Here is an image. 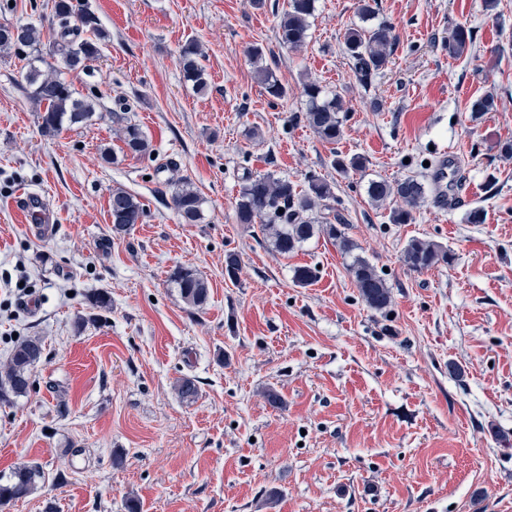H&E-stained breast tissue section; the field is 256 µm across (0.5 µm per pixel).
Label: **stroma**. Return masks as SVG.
<instances>
[{
	"label": "stroma",
	"instance_id": "stroma-1",
	"mask_svg": "<svg viewBox=\"0 0 512 512\" xmlns=\"http://www.w3.org/2000/svg\"><path fill=\"white\" fill-rule=\"evenodd\" d=\"M86 3L107 35L73 78L97 103L91 124L42 136L27 55L0 54V363L15 336L46 343L28 394L0 403V475L22 464L44 475L7 512H127L131 498L140 512H512V159L500 153L512 140V0L491 11L484 0H316L298 51L278 38L287 0ZM367 4L397 43L365 84L343 34ZM51 6L0 0V23L45 27ZM459 24L475 43L454 59L444 42ZM191 40L205 52L203 95L178 64ZM252 45L285 97L258 83ZM310 81L343 100L336 144L304 119ZM486 95L493 109L472 118ZM114 112L140 126L150 154L126 152ZM337 154L363 156L365 171L337 172ZM442 156L455 158L467 206H434L430 162ZM173 166L203 198L200 223L169 205ZM265 173L331 185L334 214L391 290L385 311L361 299L332 240L285 257L236 222L245 176ZM406 177L428 198L393 224L366 185ZM116 186L145 205L122 235ZM21 191L42 195L51 233L21 223ZM474 209L481 223L467 222ZM414 238L447 247L451 263L408 270ZM178 265L207 278L204 310L169 283ZM298 266L315 281L295 286ZM99 291L111 310L89 304ZM182 377L196 381L194 402L173 391Z\"/></svg>",
	"mask_w": 512,
	"mask_h": 512
}]
</instances>
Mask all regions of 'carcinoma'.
Segmentation results:
<instances>
[{"label": "carcinoma", "instance_id": "obj_1", "mask_svg": "<svg viewBox=\"0 0 512 512\" xmlns=\"http://www.w3.org/2000/svg\"><path fill=\"white\" fill-rule=\"evenodd\" d=\"M315 9V0H288V8L280 15L278 24L280 43L292 51L300 49L308 39L310 17ZM47 55H39L43 45V28L32 23L22 25L21 36L13 37L0 31V53L29 50L30 61L24 76L30 88V98L40 111L39 127L42 135L55 137L73 126L87 125L96 116L95 100L80 95L64 72L80 73L88 69V63L99 59L102 41L106 34L97 27L94 16L80 0H53ZM91 32L83 38L81 34ZM474 43V33L463 26H454L445 46L448 54L460 58L468 53ZM344 46L355 61L356 73L363 82L372 77L390 62L396 46L393 27L385 21L366 28L352 26L345 30ZM248 57L255 74L266 92L280 98L284 88L273 77L268 68L260 64L262 49L251 46ZM200 46L195 41L184 44L179 51L183 78L192 83L199 93L208 90L206 70L200 63ZM309 101L305 119L315 135L323 142L334 144L340 140L344 111L342 99L334 95L326 97L314 81L304 85ZM112 124L116 126L119 139L133 155H145L150 145L140 127L124 112L112 113ZM331 165L346 173L360 171L366 167V159L353 156L349 159L334 156ZM167 185L170 189V206L183 223L196 224L201 220L203 199L191 181L184 176H172ZM367 197L371 204L380 207L390 205L389 220L393 224H408L413 220V210L425 198V186L414 178H404L393 183L384 180L368 182ZM334 198L329 183L314 175L307 180V188L297 189L290 180L276 177L272 173L250 175L240 188L235 206V219L239 224H257L262 235L270 239L275 250L287 256L302 247L315 236L324 235L336 243L345 254L355 248L345 233L346 225L332 224L322 211L329 209ZM109 211L112 228L124 224H139L145 214L144 204L138 197L121 187L110 193ZM402 261L409 270L423 272L451 262L448 249L432 240L415 238L408 242ZM349 271L362 300L368 307L383 311L391 304V293L385 279L376 268L361 256L353 257ZM169 280L176 285L183 302L191 309L204 308L209 299V282L198 270L179 265L172 269ZM45 351L41 336L18 338L6 360L0 366V402L10 397H20L32 386V369ZM176 396L185 402L195 400L198 386L187 377L174 384ZM43 478L37 465H22L14 468L5 482H0V507L27 497L38 488Z\"/></svg>", "mask_w": 512, "mask_h": 512}]
</instances>
